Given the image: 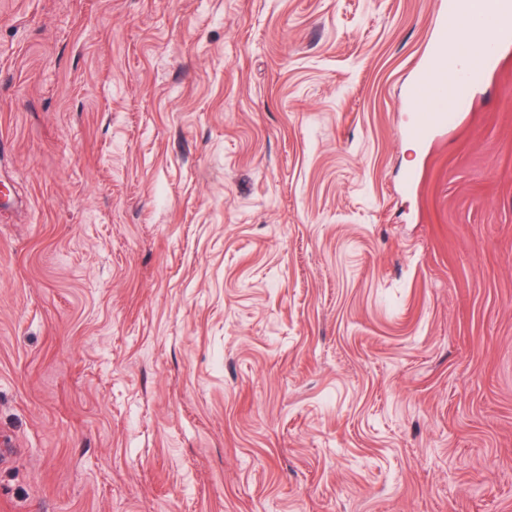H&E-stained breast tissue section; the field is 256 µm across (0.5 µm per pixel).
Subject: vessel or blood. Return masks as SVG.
<instances>
[{
	"mask_svg": "<svg viewBox=\"0 0 512 512\" xmlns=\"http://www.w3.org/2000/svg\"><path fill=\"white\" fill-rule=\"evenodd\" d=\"M487 4L484 12L473 15L469 0H448L436 28L432 54L409 88L411 99L425 103L427 109L412 114L403 129L408 139L422 141L435 130L454 125L469 107L473 83L495 54L497 44L512 40V0H487ZM456 21L466 28L491 31L495 41L452 79L448 76L452 64L447 50L448 25Z\"/></svg>",
	"mask_w": 512,
	"mask_h": 512,
	"instance_id": "b4317fda",
	"label": "vessel or blood"
}]
</instances>
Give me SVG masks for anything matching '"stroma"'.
Instances as JSON below:
<instances>
[{
  "mask_svg": "<svg viewBox=\"0 0 512 512\" xmlns=\"http://www.w3.org/2000/svg\"><path fill=\"white\" fill-rule=\"evenodd\" d=\"M441 8L0 0V512H512V46L404 140Z\"/></svg>",
  "mask_w": 512,
  "mask_h": 512,
  "instance_id": "35a3bbf8",
  "label": "stroma"
}]
</instances>
